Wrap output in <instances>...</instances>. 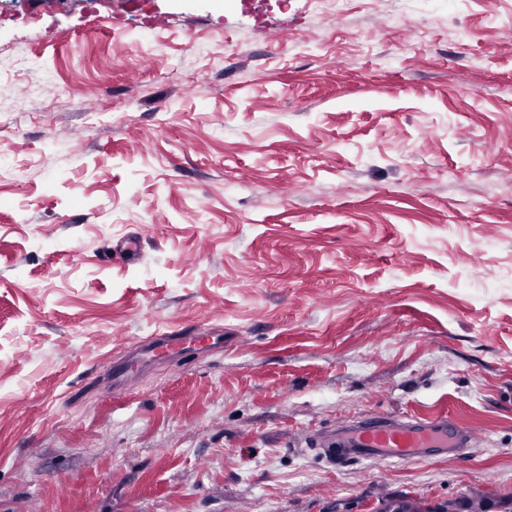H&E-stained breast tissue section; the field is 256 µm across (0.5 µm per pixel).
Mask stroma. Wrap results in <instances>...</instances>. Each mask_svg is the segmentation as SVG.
<instances>
[{
  "label": "stroma",
  "instance_id": "35a3bbf8",
  "mask_svg": "<svg viewBox=\"0 0 512 512\" xmlns=\"http://www.w3.org/2000/svg\"><path fill=\"white\" fill-rule=\"evenodd\" d=\"M86 5L0 0V55L45 72L50 106L0 130V512H446L469 492L500 512L512 0H400L389 31L387 0ZM137 47L133 83L113 61ZM175 61L192 93L162 81ZM101 76V116L55 101ZM214 324L223 352L113 394L134 343ZM445 409L488 445L377 467L306 446Z\"/></svg>",
  "mask_w": 512,
  "mask_h": 512
}]
</instances>
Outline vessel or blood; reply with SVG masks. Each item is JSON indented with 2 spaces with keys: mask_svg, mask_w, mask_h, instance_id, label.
<instances>
[{
  "mask_svg": "<svg viewBox=\"0 0 512 512\" xmlns=\"http://www.w3.org/2000/svg\"><path fill=\"white\" fill-rule=\"evenodd\" d=\"M207 343L209 350L222 351V330L210 328L194 331L192 336L165 333L141 339L133 357L144 365L155 362L157 352L180 354L191 341ZM487 439L477 431L460 425L451 416L392 415L358 417L342 421L336 429L315 437L310 449L327 464L346 462L375 464L391 461H421L436 451L452 449L457 455L486 446Z\"/></svg>",
  "mask_w": 512,
  "mask_h": 512,
  "instance_id": "1",
  "label": "vessel or blood"
}]
</instances>
